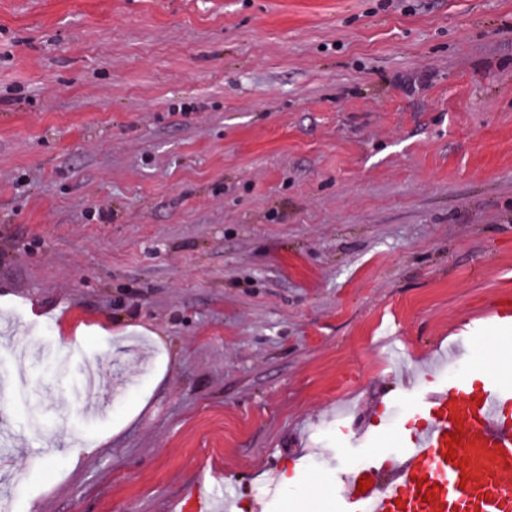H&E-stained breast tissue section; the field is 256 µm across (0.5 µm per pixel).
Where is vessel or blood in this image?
Segmentation results:
<instances>
[{"mask_svg": "<svg viewBox=\"0 0 512 512\" xmlns=\"http://www.w3.org/2000/svg\"><path fill=\"white\" fill-rule=\"evenodd\" d=\"M510 403L512 384L499 380L475 400L454 385L429 391L425 423L398 456L337 474L345 512H512V423L502 417ZM366 479L370 489L360 490Z\"/></svg>", "mask_w": 512, "mask_h": 512, "instance_id": "b4317fda", "label": "vessel or blood"}]
</instances>
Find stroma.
Segmentation results:
<instances>
[{"instance_id": "obj_1", "label": "stroma", "mask_w": 512, "mask_h": 512, "mask_svg": "<svg viewBox=\"0 0 512 512\" xmlns=\"http://www.w3.org/2000/svg\"><path fill=\"white\" fill-rule=\"evenodd\" d=\"M503 298L512 0H0V512L336 504Z\"/></svg>"}]
</instances>
